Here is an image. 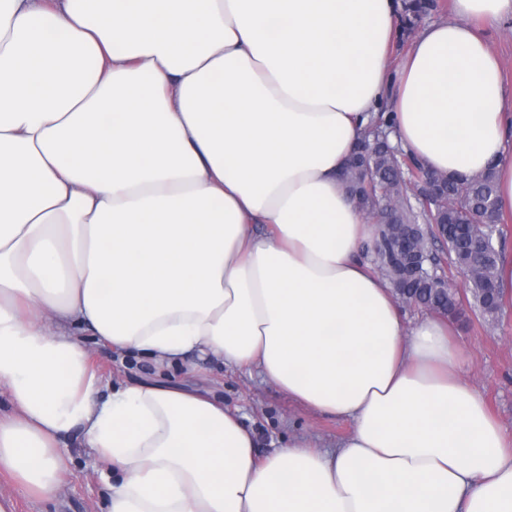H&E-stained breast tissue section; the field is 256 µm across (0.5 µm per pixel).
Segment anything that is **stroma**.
<instances>
[{"label": "stroma", "instance_id": "stroma-1", "mask_svg": "<svg viewBox=\"0 0 512 512\" xmlns=\"http://www.w3.org/2000/svg\"><path fill=\"white\" fill-rule=\"evenodd\" d=\"M456 337L467 354L464 377L485 397L505 432L512 434V300L496 320L484 321L478 311L466 308L453 322ZM92 368L104 382L163 377L221 398L226 408L240 411L253 429L259 454L291 440L305 439L320 448L336 447L352 431L351 420L316 414L297 406L287 392L267 382L253 368L230 369L199 355L160 369L153 361L122 358L120 352L88 341ZM73 459L61 494L53 501L34 499L8 475L0 474V494L11 498L13 512H103L107 488L101 465L80 433L66 440Z\"/></svg>", "mask_w": 512, "mask_h": 512}]
</instances>
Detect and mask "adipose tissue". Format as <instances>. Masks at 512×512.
I'll return each mask as SVG.
<instances>
[{"label": "adipose tissue", "mask_w": 512, "mask_h": 512, "mask_svg": "<svg viewBox=\"0 0 512 512\" xmlns=\"http://www.w3.org/2000/svg\"><path fill=\"white\" fill-rule=\"evenodd\" d=\"M401 0H0V473L58 495L80 431L105 512H512V435L447 321L407 322L339 175L391 99V142L512 211V86L480 28L390 50ZM254 367L336 448L258 455L213 396L104 392L83 334Z\"/></svg>", "instance_id": "1"}]
</instances>
